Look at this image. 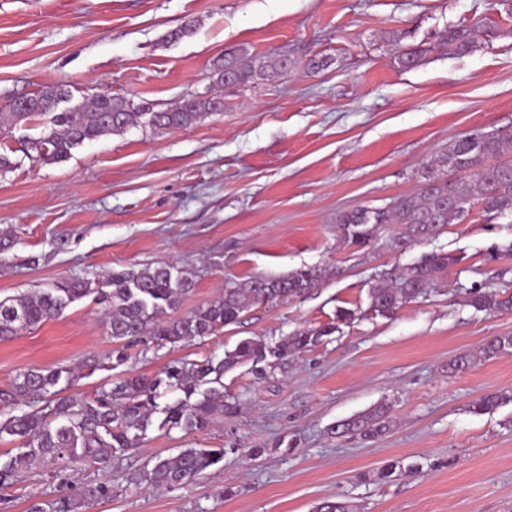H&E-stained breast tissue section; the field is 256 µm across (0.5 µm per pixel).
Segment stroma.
<instances>
[{"label":"stroma","instance_id":"1","mask_svg":"<svg viewBox=\"0 0 512 512\" xmlns=\"http://www.w3.org/2000/svg\"><path fill=\"white\" fill-rule=\"evenodd\" d=\"M474 23L483 33L472 52L436 50L445 30ZM417 46L428 50L421 65L399 67ZM230 49L254 67L250 81H213ZM46 84L73 104L109 93L154 112L197 97L224 108L174 131L143 122L53 163L24 152L28 137L51 132L50 116L1 138L12 162L0 169L1 300L174 263L195 282L178 318L226 285L322 270L306 297L252 307L218 334L131 346L128 370L149 377L178 358H222L245 338L271 345L333 323L340 308L357 314L272 375L226 372L236 413L189 435L150 429L114 459L112 497L89 512H314L327 500L355 512H512V403L475 408L512 390V353L448 371L512 336V312L466 301L478 284L512 293V216L473 212L405 249L392 244L403 225L361 248L338 222L418 192L431 158L460 135L512 131V0H0V112ZM432 252L454 262L427 296L390 317L370 311L384 271ZM113 347L100 305L82 298L0 340V389L29 368L78 367ZM380 406L387 434H329ZM190 446L223 449L224 460L183 486H127V472ZM101 477L64 462L37 469L0 493V512ZM512 352V336H495L489 339L483 346L479 356L463 355L455 359L449 364L451 371H460L470 367L475 359H483L484 361L499 357L502 354Z\"/></svg>","mask_w":512,"mask_h":512}]
</instances>
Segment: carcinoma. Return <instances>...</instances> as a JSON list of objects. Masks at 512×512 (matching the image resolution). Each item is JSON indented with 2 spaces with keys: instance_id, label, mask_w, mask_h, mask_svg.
<instances>
[{
  "instance_id": "carcinoma-1",
  "label": "carcinoma",
  "mask_w": 512,
  "mask_h": 512,
  "mask_svg": "<svg viewBox=\"0 0 512 512\" xmlns=\"http://www.w3.org/2000/svg\"><path fill=\"white\" fill-rule=\"evenodd\" d=\"M479 33L478 26L453 28L442 35L438 49L448 55H466ZM214 73L221 82L229 75L244 83L253 70L230 51ZM30 97L29 110L11 108L0 113L1 135L56 109L63 92L55 86H44ZM213 109V100L196 98L170 111L146 114L135 111L123 98L103 94L88 105L57 113L54 129L44 137L29 139L26 150L33 159L55 162L84 142L121 132L145 116L152 127L170 130L186 126ZM511 149V130L465 133L431 160L420 191L399 196L381 208L363 207L345 213L339 223L344 225L351 243L359 246L368 245L388 224H404L406 232L396 240V246L404 249L444 224L462 221L476 206L487 217L512 215V160L502 159ZM447 266L448 258L430 253L408 268L383 273L384 283L369 292V309L381 316L393 315L404 304L426 295ZM321 278V270L315 267L279 276H254L243 285L225 287L224 296L178 319L170 318L168 311L193 290L194 281L173 264L113 272L95 285L87 279H69L32 296L0 300V338L56 319L70 304L92 295L104 305L112 340L123 346L112 349L103 361L89 359L86 366L94 371H111L127 363V349L134 342L145 340L174 347L213 335L237 323L253 306L306 296ZM468 303L478 311H512V294L473 289ZM335 331L333 323L306 328L283 337L273 347L244 339L225 351L220 360H174L153 377L121 375L106 381L92 395L79 398L65 394L81 379L73 369L29 368L10 388L0 390V440L9 437L21 442L16 455L0 461V488L12 485L22 472L60 459L110 468L116 455L140 446L156 416L160 417L158 429L166 433L203 431L216 418L236 412L237 404L224 399V373L247 362L260 366L263 375L272 373L296 353L323 343ZM509 352L512 336H495L486 342L479 356L463 355L449 364V369L464 370L477 358L487 361ZM174 392L179 393L176 400L159 403L163 395ZM511 401V391H500L482 397L476 407L486 411ZM389 427L387 410L380 407L334 424L330 432L370 439L386 433ZM223 460L222 448H182L173 456L157 459L149 468L129 473L127 482L136 487L174 488L196 480ZM110 498L111 484L87 483L55 499L51 512H86L90 504Z\"/></svg>"
}]
</instances>
